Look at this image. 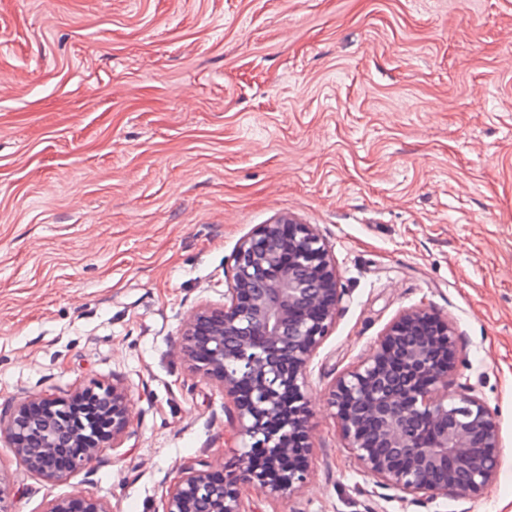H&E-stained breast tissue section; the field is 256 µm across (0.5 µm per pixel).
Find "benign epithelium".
<instances>
[{
  "instance_id": "7a95c632",
  "label": "benign epithelium",
  "mask_w": 512,
  "mask_h": 512,
  "mask_svg": "<svg viewBox=\"0 0 512 512\" xmlns=\"http://www.w3.org/2000/svg\"><path fill=\"white\" fill-rule=\"evenodd\" d=\"M224 304H203L185 322L187 370L233 398L237 435L250 450L220 474L199 459L162 496L163 512H245L243 489L289 499L308 482L313 453L306 393L309 365L336 324L343 294L336 260L312 224L282 214L243 237L233 255ZM456 326L421 307L403 310L370 354L340 376L328 404L342 441L374 490L400 499L475 495L501 468L495 413L472 388L454 383ZM133 408L120 383H94L72 400L33 398L0 406V438L50 482L67 480L117 448ZM12 486L0 470V512H12ZM45 512H110L99 499L64 496Z\"/></svg>"
}]
</instances>
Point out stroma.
<instances>
[{
    "instance_id": "35a3bbf8",
    "label": "stroma",
    "mask_w": 512,
    "mask_h": 512,
    "mask_svg": "<svg viewBox=\"0 0 512 512\" xmlns=\"http://www.w3.org/2000/svg\"><path fill=\"white\" fill-rule=\"evenodd\" d=\"M315 225L344 297L310 365V479L246 512H512V0H0V404L121 381L130 437L65 482L0 441L14 512H162L231 469L233 406L182 325L238 242ZM452 321L502 465L432 509L372 496L327 394L411 307ZM44 512H111L99 499L81 495L64 496L48 504Z\"/></svg>"
}]
</instances>
